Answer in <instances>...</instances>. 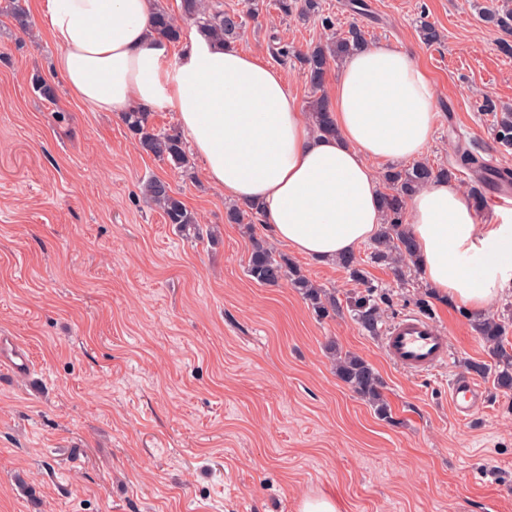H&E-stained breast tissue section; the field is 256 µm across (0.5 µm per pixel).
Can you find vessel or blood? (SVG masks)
I'll use <instances>...</instances> for the list:
<instances>
[{"label":"vessel or blood","instance_id":"b4317fda","mask_svg":"<svg viewBox=\"0 0 512 512\" xmlns=\"http://www.w3.org/2000/svg\"><path fill=\"white\" fill-rule=\"evenodd\" d=\"M383 349L390 361L408 371L427 372L449 357L448 338L434 323L420 315H409L388 328ZM458 420H468L479 408L483 391L475 380H455L449 393Z\"/></svg>","mask_w":512,"mask_h":512}]
</instances>
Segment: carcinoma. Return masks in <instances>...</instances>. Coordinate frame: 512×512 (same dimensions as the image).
<instances>
[{
  "instance_id": "obj_1",
  "label": "carcinoma",
  "mask_w": 512,
  "mask_h": 512,
  "mask_svg": "<svg viewBox=\"0 0 512 512\" xmlns=\"http://www.w3.org/2000/svg\"><path fill=\"white\" fill-rule=\"evenodd\" d=\"M274 7L285 17L296 16L303 21L317 19L321 26L331 32V37L310 45L305 51H296L282 46L277 56L283 60L294 58L300 64L307 83L312 91L320 90L330 64L341 62L360 46L367 43L364 32L355 24L348 30L335 33L333 18L324 13L323 0H274ZM181 16L198 24L216 43L223 46L234 43L246 26V17L255 16L248 9L244 12L224 10L220 0H180ZM0 11L11 16L16 28L25 32L30 27L29 17L21 0H5ZM483 21L492 24L507 35H512V0H503V4L483 14ZM152 28L155 33L171 43H177L182 29L174 17L164 8H157L152 16ZM34 92L43 100L52 103L56 99V87L39 75L32 79ZM486 111L494 114L493 138L504 149H512V112H498L495 105L486 104ZM311 121L321 134L335 132L331 109L323 96L309 102ZM123 123L134 136L142 152L161 161H167L178 169L188 165L186 142L183 134L176 128L158 131L148 124V113L140 110L124 112ZM477 169L487 176L500 181L509 179V174L495 169L492 165L468 149L457 150L455 164L450 166H432L426 162H416L410 166L391 167L383 174V181L390 192L383 194V227L371 242V255L379 262L409 261L418 265L417 247L412 237L403 231L406 223L405 202L426 185L457 179L462 170ZM143 194L162 212L165 223L187 228L197 224L195 215L172 191L168 182L159 178L148 180L143 186ZM338 264L349 272L350 276L363 286V290L349 297L348 307L355 320L367 331L375 333L381 322L382 295L372 285L355 254H345L337 258ZM248 275L258 284L277 286L284 279L290 281L317 317L325 319L336 312V299L332 293L312 284L300 270L293 266L288 257L274 252L264 241L254 243L247 267ZM511 321L488 316L475 321V328L482 340L492 348L497 362L494 369L495 387L505 393L512 392V352L507 350V335ZM336 376L356 393L367 399L375 407L377 414L388 417V406L381 392V383L374 368L361 357L346 354L336 357Z\"/></svg>"
}]
</instances>
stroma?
<instances>
[{"instance_id":"stroma-1","label":"stroma","mask_w":512,"mask_h":512,"mask_svg":"<svg viewBox=\"0 0 512 512\" xmlns=\"http://www.w3.org/2000/svg\"><path fill=\"white\" fill-rule=\"evenodd\" d=\"M255 2L235 46L262 52L307 106L299 63L275 49H306L324 31ZM324 2L337 29L357 22L369 43L411 50L431 76L423 161L452 164L461 142L512 170L482 107H512V58L480 18L499 0ZM424 22L439 42L421 41ZM58 53L39 16L25 34L0 15V336L32 363L22 375L0 369V512H298L322 491L343 512H512V393L488 374L469 421L449 404L466 362H496L463 307L357 249L387 295L383 326L425 296L448 338L447 362L417 374L354 320L347 300L360 286L337 263L274 246L335 295L323 320L290 282L257 284L247 263L254 239L272 238L264 219L228 223L199 157L175 169L142 153L118 115L72 99ZM35 74L56 84L55 103L34 93ZM153 177L197 226L165 223L142 193ZM335 353L373 366L389 418L338 380Z\"/></svg>"}]
</instances>
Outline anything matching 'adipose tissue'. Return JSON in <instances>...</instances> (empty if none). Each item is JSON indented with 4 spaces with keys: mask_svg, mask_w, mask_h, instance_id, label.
<instances>
[{
    "mask_svg": "<svg viewBox=\"0 0 512 512\" xmlns=\"http://www.w3.org/2000/svg\"><path fill=\"white\" fill-rule=\"evenodd\" d=\"M59 48L54 69L78 101L103 112L175 113L208 182L257 206L276 241L330 262L374 239L382 224L376 163L420 157L434 134V83L405 48L350 56L331 92L335 135L314 131L284 74L260 54L190 29L173 52L151 28L154 0H40ZM405 230L438 295L481 317L512 284V214L481 224L456 185L407 200Z\"/></svg>",
    "mask_w": 512,
    "mask_h": 512,
    "instance_id": "1",
    "label": "adipose tissue"
}]
</instances>
